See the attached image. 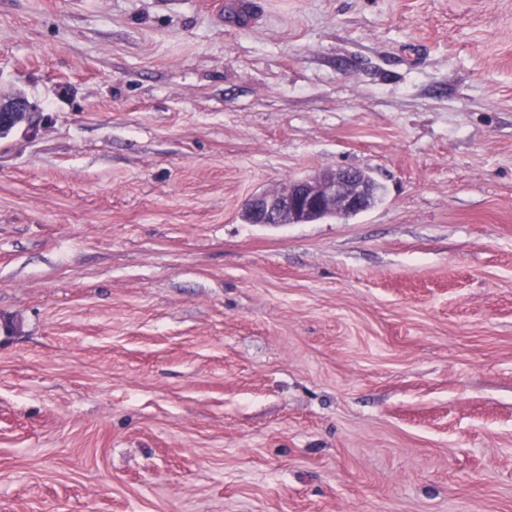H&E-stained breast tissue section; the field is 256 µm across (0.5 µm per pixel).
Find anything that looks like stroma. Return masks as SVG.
<instances>
[{"instance_id":"1","label":"stroma","mask_w":512,"mask_h":512,"mask_svg":"<svg viewBox=\"0 0 512 512\" xmlns=\"http://www.w3.org/2000/svg\"><path fill=\"white\" fill-rule=\"evenodd\" d=\"M15 97L0 512H512V0H0ZM366 178L372 176L360 170ZM352 167L333 173H317L288 179L273 192L252 196L246 203L243 220L251 224H300L313 214L346 217L365 211L380 194L382 186L375 180L367 183Z\"/></svg>"}]
</instances>
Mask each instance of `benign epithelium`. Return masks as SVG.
<instances>
[{"instance_id":"1","label":"benign epithelium","mask_w":512,"mask_h":512,"mask_svg":"<svg viewBox=\"0 0 512 512\" xmlns=\"http://www.w3.org/2000/svg\"><path fill=\"white\" fill-rule=\"evenodd\" d=\"M20 114L33 115L24 100L0 101V128ZM381 190L378 182L362 180L359 170L339 168L333 173L292 178L272 192L252 196L246 209L254 224H300L313 214L346 217L361 213Z\"/></svg>"}]
</instances>
